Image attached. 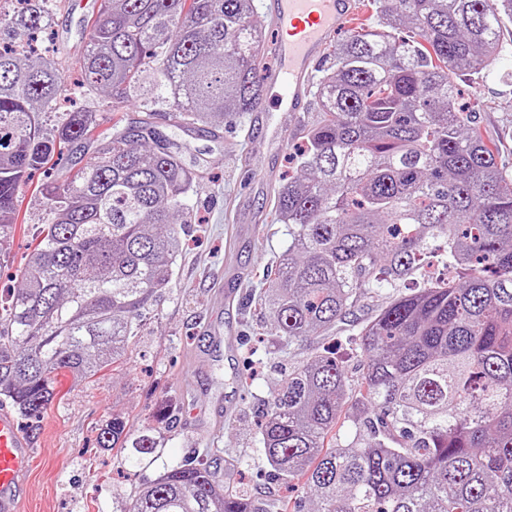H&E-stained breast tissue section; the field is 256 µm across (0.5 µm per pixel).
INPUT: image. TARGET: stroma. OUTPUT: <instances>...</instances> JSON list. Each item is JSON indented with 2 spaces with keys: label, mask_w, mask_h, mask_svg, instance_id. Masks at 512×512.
<instances>
[{
  "label": "stroma",
  "mask_w": 512,
  "mask_h": 512,
  "mask_svg": "<svg viewBox=\"0 0 512 512\" xmlns=\"http://www.w3.org/2000/svg\"><path fill=\"white\" fill-rule=\"evenodd\" d=\"M97 0H61L51 27L38 36L72 72L75 47ZM461 100H477L475 121L499 150L497 161L512 175V26L502 47L475 77L458 75ZM279 89L267 85L258 111L225 125L220 136L205 127L167 128L183 146L187 167L199 170L191 198L196 220L179 225L181 250L170 288L154 316L143 321L124 364L93 379L59 378L60 399L39 418H18L31 438L34 457L23 487L24 512H123L142 477L123 458L98 448V428L114 415L133 428L155 424L160 413L179 417L167 434L165 457L179 461L192 451H217L219 484L245 480L261 495L285 496L272 482L260 452L258 424L276 388L281 365H298L314 349L334 352L351 384L361 381L365 359L350 335L375 317L388 294L364 293L329 335L279 342L260 332L252 300L288 247L286 225L271 223V191L255 174L271 167L274 178L288 171L303 112L278 111ZM280 141H272L271 132ZM26 230L17 232L10 256L0 263V290L17 276L31 231L43 222V200L23 190Z\"/></svg>",
  "instance_id": "stroma-1"
}]
</instances>
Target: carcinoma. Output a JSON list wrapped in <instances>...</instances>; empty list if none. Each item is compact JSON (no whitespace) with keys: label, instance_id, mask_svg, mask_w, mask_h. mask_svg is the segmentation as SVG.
Returning a JSON list of instances; mask_svg holds the SVG:
<instances>
[{"label":"carcinoma","instance_id":"obj_1","mask_svg":"<svg viewBox=\"0 0 512 512\" xmlns=\"http://www.w3.org/2000/svg\"><path fill=\"white\" fill-rule=\"evenodd\" d=\"M21 2L0 7L1 258L27 223L32 172L78 165L37 187L47 220L0 297V400L30 418L59 373L119 363L172 283L199 174L155 119L216 130L254 111L265 48L252 0H100L69 82L24 50L53 0ZM369 7L375 22L330 45L296 175L274 190L290 244L255 306L291 343L324 335L366 289L392 296L358 332L360 384L319 351L284 369L262 452L273 480L314 496L311 512H512V178L451 81L498 53L512 0ZM97 91L109 127L91 109L55 111ZM129 104L146 118L124 124ZM165 445L159 427L99 428L98 447L154 472L122 512H288L219 490L194 452L166 463Z\"/></svg>","mask_w":512,"mask_h":512}]
</instances>
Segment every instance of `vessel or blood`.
Listing matches in <instances>:
<instances>
[{"instance_id":"1","label":"vessel or blood","mask_w":512,"mask_h":512,"mask_svg":"<svg viewBox=\"0 0 512 512\" xmlns=\"http://www.w3.org/2000/svg\"><path fill=\"white\" fill-rule=\"evenodd\" d=\"M272 63L269 80L282 89L281 107L304 111L310 83L336 34L353 24L360 0H270ZM33 450L11 412L0 410V512H22L23 475Z\"/></svg>"}]
</instances>
